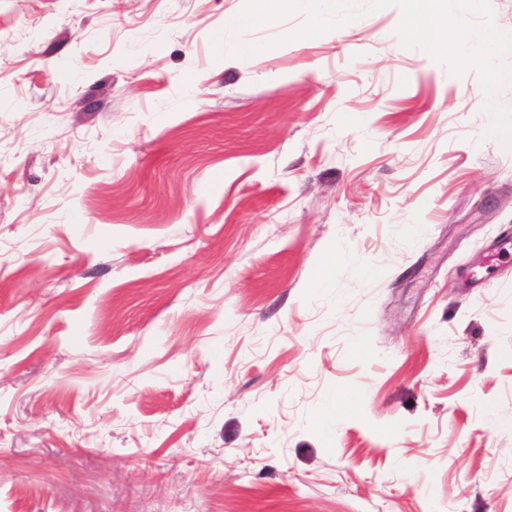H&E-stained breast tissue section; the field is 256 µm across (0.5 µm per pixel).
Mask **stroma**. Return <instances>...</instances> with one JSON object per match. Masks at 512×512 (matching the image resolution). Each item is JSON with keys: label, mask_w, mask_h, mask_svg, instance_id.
<instances>
[{"label": "stroma", "mask_w": 512, "mask_h": 512, "mask_svg": "<svg viewBox=\"0 0 512 512\" xmlns=\"http://www.w3.org/2000/svg\"><path fill=\"white\" fill-rule=\"evenodd\" d=\"M369 2L0 0V512H512V152Z\"/></svg>", "instance_id": "1"}]
</instances>
